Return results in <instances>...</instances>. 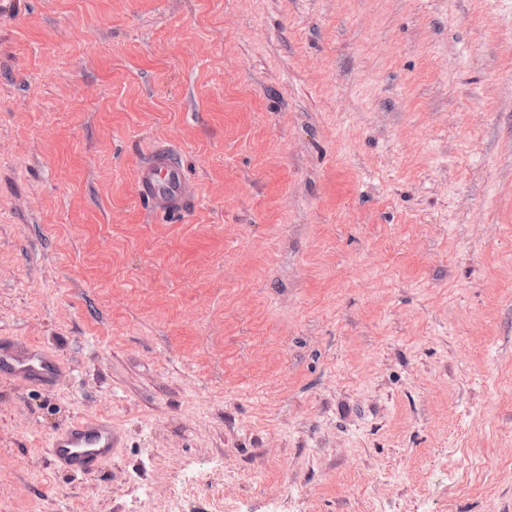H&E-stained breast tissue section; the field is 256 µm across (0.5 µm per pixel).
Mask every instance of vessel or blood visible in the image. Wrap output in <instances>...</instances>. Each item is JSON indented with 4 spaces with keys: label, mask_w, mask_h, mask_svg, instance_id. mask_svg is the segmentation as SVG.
Segmentation results:
<instances>
[{
    "label": "vessel or blood",
    "mask_w": 512,
    "mask_h": 512,
    "mask_svg": "<svg viewBox=\"0 0 512 512\" xmlns=\"http://www.w3.org/2000/svg\"><path fill=\"white\" fill-rule=\"evenodd\" d=\"M136 191L155 207L165 209L184 207L196 195L175 151L167 146L157 147L147 155L139 170ZM62 373L63 366L52 353L0 336L1 377L31 386H51ZM121 440L111 419L79 417L57 429L47 448L55 469L91 475L111 462Z\"/></svg>",
    "instance_id": "obj_1"
}]
</instances>
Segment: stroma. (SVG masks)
I'll return each mask as SVG.
<instances>
[{
  "mask_svg": "<svg viewBox=\"0 0 512 512\" xmlns=\"http://www.w3.org/2000/svg\"><path fill=\"white\" fill-rule=\"evenodd\" d=\"M1 333L0 512H512V0H0ZM136 191L156 208L165 209L183 208L196 195L175 151L168 146L157 147L147 155L139 170ZM59 359L10 336H0V376L31 386H52L62 376ZM121 440L111 419L79 417L57 429L47 448L55 469L91 475L112 461Z\"/></svg>",
  "mask_w": 512,
  "mask_h": 512,
  "instance_id": "stroma-1",
  "label": "stroma"
}]
</instances>
